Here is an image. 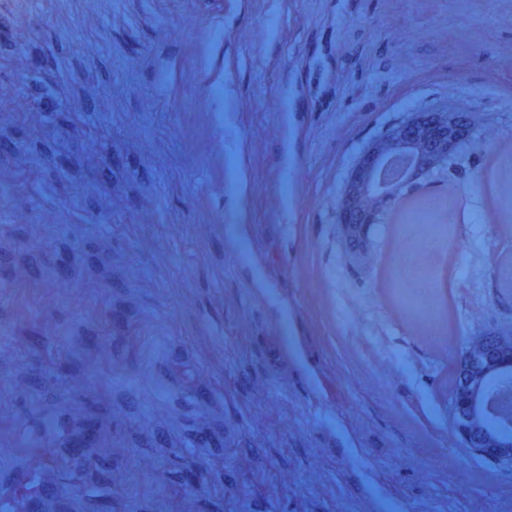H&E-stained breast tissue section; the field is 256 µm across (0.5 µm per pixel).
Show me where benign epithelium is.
<instances>
[{
    "mask_svg": "<svg viewBox=\"0 0 512 512\" xmlns=\"http://www.w3.org/2000/svg\"><path fill=\"white\" fill-rule=\"evenodd\" d=\"M486 137L484 115L439 108L414 112L371 141L348 174L339 201L338 229L349 249L373 253L378 228L389 223L391 211L432 179L464 166ZM511 362L509 322L467 344L466 364L455 381L454 421L472 449L488 456L512 458V448L487 434L476 396L491 374ZM488 407L512 422V394L492 397Z\"/></svg>",
    "mask_w": 512,
    "mask_h": 512,
    "instance_id": "benign-epithelium-1",
    "label": "benign epithelium"
}]
</instances>
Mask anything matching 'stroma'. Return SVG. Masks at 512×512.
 I'll return each instance as SVG.
<instances>
[{
	"label": "stroma",
	"instance_id": "obj_1",
	"mask_svg": "<svg viewBox=\"0 0 512 512\" xmlns=\"http://www.w3.org/2000/svg\"><path fill=\"white\" fill-rule=\"evenodd\" d=\"M0 21L10 512H512V459L448 410L467 342L512 317V0H11ZM440 106L497 130L447 241L406 253L384 224L349 258L360 150ZM423 263L433 324L401 293ZM92 418L95 465L43 469Z\"/></svg>",
	"mask_w": 512,
	"mask_h": 512
}]
</instances>
